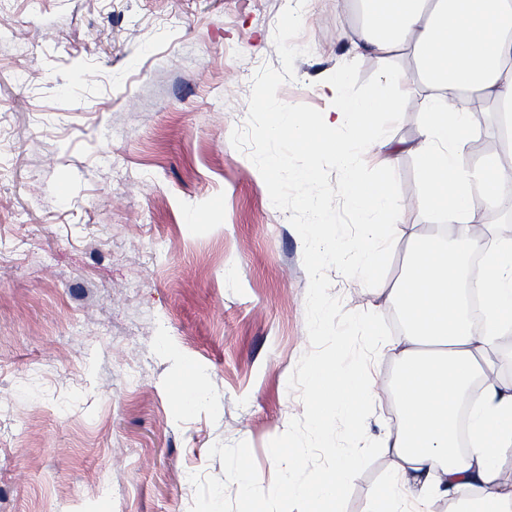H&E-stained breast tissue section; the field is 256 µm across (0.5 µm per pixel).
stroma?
<instances>
[{"instance_id":"stroma-1","label":"stroma","mask_w":512,"mask_h":512,"mask_svg":"<svg viewBox=\"0 0 512 512\" xmlns=\"http://www.w3.org/2000/svg\"><path fill=\"white\" fill-rule=\"evenodd\" d=\"M291 0H0V512H190L191 476L219 477L218 442H248L262 487L270 440L304 405L288 378L309 351L303 243L230 136L253 78L280 68ZM351 0H306L295 78L278 96L336 108L385 67L348 54ZM385 126L417 137L420 92ZM420 161L394 155L370 184L420 196ZM436 219L404 202L384 287ZM344 310L398 305L330 271ZM365 429L385 439L397 363Z\"/></svg>"}]
</instances>
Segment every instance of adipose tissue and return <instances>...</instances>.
<instances>
[{
  "mask_svg": "<svg viewBox=\"0 0 512 512\" xmlns=\"http://www.w3.org/2000/svg\"><path fill=\"white\" fill-rule=\"evenodd\" d=\"M359 23L349 35L353 52L389 62L411 59L423 86L424 114L413 142L386 137L372 118L396 115L406 91L345 93L346 74L325 83L339 103L316 122L277 109L268 133L316 155L333 153L344 171V188L360 223L368 229L365 270L385 257L386 230L400 206L386 186L361 180L358 154L373 152L383 168L394 154L409 150L421 160L424 188L420 206L454 224L458 251H450L437 231L416 241L408 269L389 296L399 305L406 330L387 342L398 374V424L385 451L391 462L373 497L371 512H512V477L504 462L512 457V384H503L491 357L497 338L512 330V230L486 226L470 231L483 205L512 196L496 162L471 164V117L494 106L504 126L512 125V0H354ZM351 124L357 134L336 140ZM483 253L486 275L477 282L484 309L482 331L467 315L459 255ZM483 395L470 410V446L458 447L457 421L473 383Z\"/></svg>",
  "mask_w": 512,
  "mask_h": 512,
  "instance_id": "obj_1",
  "label": "adipose tissue"
}]
</instances>
